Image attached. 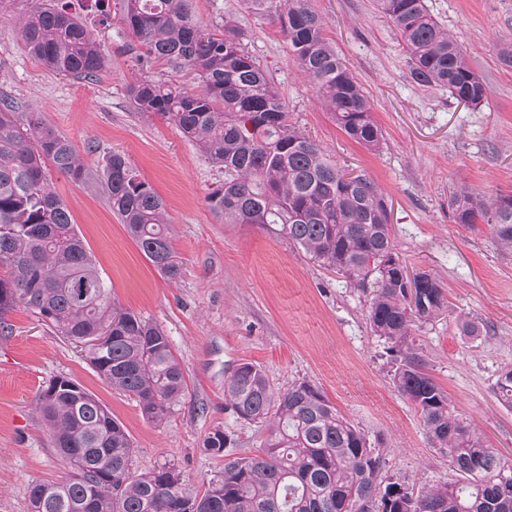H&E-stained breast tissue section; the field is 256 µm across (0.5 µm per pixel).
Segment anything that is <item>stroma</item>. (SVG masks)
<instances>
[{
  "mask_svg": "<svg viewBox=\"0 0 512 512\" xmlns=\"http://www.w3.org/2000/svg\"><path fill=\"white\" fill-rule=\"evenodd\" d=\"M425 3L487 84L481 105L412 82L396 31L376 0H311L327 38L369 96L384 134L376 151L351 140L319 105L274 13L248 0H195V13L206 25L237 21L284 94L291 122L326 158L366 175L383 192L409 271L432 273L447 295V312L413 331L426 369L458 414L512 460V408L495 393L501 370L512 368V253L495 250L486 225L471 230L453 223L448 209L454 189L512 195V63L505 60L512 53V0ZM31 7V0H11L0 12V96L77 147L91 178L76 184L55 172L52 186L118 304L168 336L188 393L156 425L66 339L29 311H11L12 332L0 335V512H28L31 484L68 472L35 401L41 386L58 376L80 383L125 426L138 470L173 465L192 494L224 466L202 450L214 427L234 431V457L255 454L267 436L224 408V378L243 362L260 366L277 390L303 381L318 386L349 420L379 436L386 476L419 487L446 478L448 458L398 390L384 344L367 323L365 297L268 229L224 223L206 201L223 183V170L173 124L134 109L129 85L142 76L162 77L168 68L138 61L121 0H110L105 19L94 0H66L108 60L90 82L56 74L28 54L20 23ZM115 153L167 205L183 269L178 281L158 273L112 213L101 176ZM467 321L478 335L464 332Z\"/></svg>",
  "mask_w": 512,
  "mask_h": 512,
  "instance_id": "1",
  "label": "stroma"
}]
</instances>
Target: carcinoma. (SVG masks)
Segmentation results:
<instances>
[{
    "mask_svg": "<svg viewBox=\"0 0 512 512\" xmlns=\"http://www.w3.org/2000/svg\"><path fill=\"white\" fill-rule=\"evenodd\" d=\"M122 3L142 49L138 60L197 81L189 91L173 80L139 79L128 88L135 108L165 117L224 169V184L207 201L225 223L273 230L367 297L373 335L399 358L395 383L420 411L434 447L448 455L450 472L418 491L385 481L378 440L319 387L301 382L277 392L259 366L246 362L224 378L225 406L244 424L269 425L270 434L259 453L224 461L190 496L173 467L138 472L124 426L79 383L58 376L39 390L37 404L69 473L60 482L32 484L29 512H194L196 500L203 512H512V463L454 413L411 337L414 326L445 312V294L430 273L407 276L383 193L366 176L330 162L289 121L285 99L234 21L200 23L193 0ZM251 3L278 12L295 60L337 127L379 149L384 135L368 96L308 0ZM377 6L399 33L414 83L446 88L467 105L485 101L487 85L425 0H377ZM21 39L59 75L94 80L106 67L96 39L63 6L31 9ZM49 164L75 184L90 177L70 139L37 117L22 118L11 100L0 98V335L12 333L5 317L17 307L74 343L109 332L105 346L84 344L86 357L113 390L161 425L186 396L183 368L161 327L112 300L67 205L48 183ZM103 178L112 213L158 272L178 280L182 265L164 200L121 154L108 158ZM448 207L454 223L488 225L496 250L512 253L511 196L490 199L461 189L449 195ZM496 394L512 407L511 368L499 375ZM232 442L233 432L218 427L202 447L222 457Z\"/></svg>",
    "mask_w": 512,
    "mask_h": 512,
    "instance_id": "carcinoma-1",
    "label": "carcinoma"
}]
</instances>
